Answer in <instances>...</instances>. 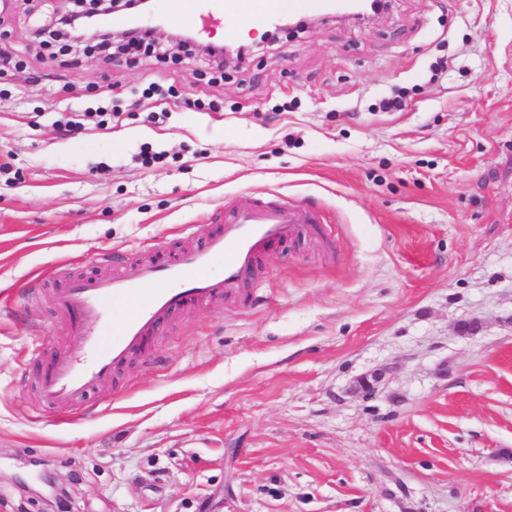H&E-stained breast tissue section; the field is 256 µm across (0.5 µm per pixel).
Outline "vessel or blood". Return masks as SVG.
<instances>
[{"instance_id": "obj_1", "label": "vessel or blood", "mask_w": 512, "mask_h": 512, "mask_svg": "<svg viewBox=\"0 0 512 512\" xmlns=\"http://www.w3.org/2000/svg\"><path fill=\"white\" fill-rule=\"evenodd\" d=\"M254 0H171L170 10L194 28L199 19L226 13L257 17L265 25L285 19L282 11L254 13ZM216 229L194 235L193 225L179 230L181 242L160 241L147 248L134 271H111V254L100 257L101 271L70 275L45 291L63 319H75L68 350L53 358L38 382L44 407L78 411L92 393L112 384L135 360L144 358L151 341L182 313L199 305L221 306L246 300L261 259L274 244L301 233L322 234L323 216L275 201L230 210L215 207ZM128 306L115 318L116 305Z\"/></svg>"}]
</instances>
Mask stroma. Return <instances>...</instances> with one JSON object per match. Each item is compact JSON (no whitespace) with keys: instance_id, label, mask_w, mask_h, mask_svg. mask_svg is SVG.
<instances>
[{"instance_id":"1","label":"stroma","mask_w":512,"mask_h":512,"mask_svg":"<svg viewBox=\"0 0 512 512\" xmlns=\"http://www.w3.org/2000/svg\"><path fill=\"white\" fill-rule=\"evenodd\" d=\"M74 6L0 11V512H47L13 480L38 469L69 512H512V0H394L270 44L255 23L215 85L192 51L39 45ZM158 80L164 111L54 127ZM256 198L331 232L277 246L250 303L182 314L81 414L41 408L31 351L71 337L29 280L132 269Z\"/></svg>"}]
</instances>
